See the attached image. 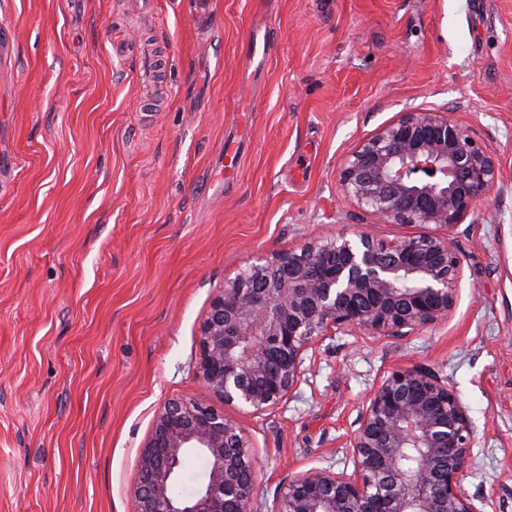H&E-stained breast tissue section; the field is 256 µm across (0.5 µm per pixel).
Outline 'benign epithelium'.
Segmentation results:
<instances>
[{"mask_svg":"<svg viewBox=\"0 0 512 512\" xmlns=\"http://www.w3.org/2000/svg\"><path fill=\"white\" fill-rule=\"evenodd\" d=\"M494 158L444 112L413 108L365 139L340 174L343 194L377 224L433 233L378 240L330 234L260 256L227 281L201 327L196 374L226 406L272 408L297 387L317 340L387 336L448 317L461 258L448 234L495 184ZM348 475L312 467L284 483L272 512H484L462 489L476 442L448 381L417 366L383 378L362 404ZM208 461L190 496L173 486L187 455ZM256 459L243 424L195 398L157 408L139 457L132 512H252Z\"/></svg>","mask_w":512,"mask_h":512,"instance_id":"7a95c632","label":"benign epithelium"}]
</instances>
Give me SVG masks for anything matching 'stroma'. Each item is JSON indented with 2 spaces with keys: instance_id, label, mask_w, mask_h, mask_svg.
<instances>
[{
  "instance_id": "stroma-1",
  "label": "stroma",
  "mask_w": 512,
  "mask_h": 512,
  "mask_svg": "<svg viewBox=\"0 0 512 512\" xmlns=\"http://www.w3.org/2000/svg\"><path fill=\"white\" fill-rule=\"evenodd\" d=\"M262 18L258 69L241 47ZM115 29L162 48L154 104ZM413 107L448 113L499 169L452 233L455 304L407 336L323 337L285 401L226 407L259 458L253 512L294 473L352 472L365 396L410 366L468 408L464 492L512 512V0H155L146 15L0 0V512H131L155 412L209 400L200 326L255 256L427 232L372 223L339 185L347 156Z\"/></svg>"
}]
</instances>
